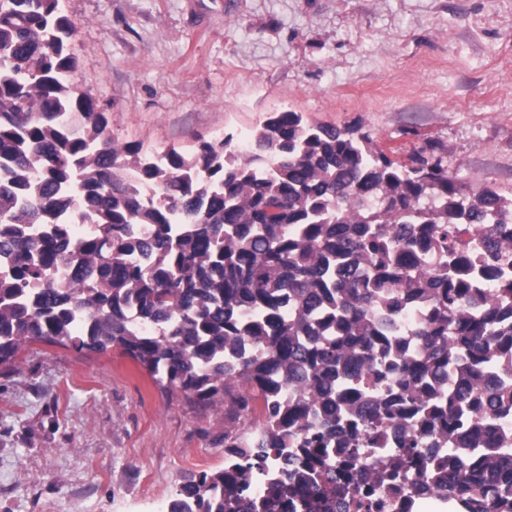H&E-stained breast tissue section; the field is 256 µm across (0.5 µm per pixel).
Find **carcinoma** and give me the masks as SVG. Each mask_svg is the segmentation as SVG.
I'll return each mask as SVG.
<instances>
[{
	"label": "carcinoma",
	"mask_w": 512,
	"mask_h": 512,
	"mask_svg": "<svg viewBox=\"0 0 512 512\" xmlns=\"http://www.w3.org/2000/svg\"><path fill=\"white\" fill-rule=\"evenodd\" d=\"M75 34L60 0H0V364L30 341L115 347L164 390L226 406L229 465L186 477L168 512H236L285 448L335 482L347 409L368 448L410 427L397 448L448 512H512V452L472 453L482 410L512 415V390L473 369L512 350V195L464 193L439 157L408 166L290 110L245 150L202 139L155 164L71 83ZM255 411L246 442L235 423ZM436 424L455 433L448 476L419 452ZM268 494L311 509L282 478Z\"/></svg>",
	"instance_id": "cac0c4a2"
}]
</instances>
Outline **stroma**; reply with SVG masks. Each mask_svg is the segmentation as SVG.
Wrapping results in <instances>:
<instances>
[{"label":"stroma","mask_w":512,"mask_h":512,"mask_svg":"<svg viewBox=\"0 0 512 512\" xmlns=\"http://www.w3.org/2000/svg\"><path fill=\"white\" fill-rule=\"evenodd\" d=\"M72 79L158 156L269 113L441 149L463 191L512 193V0H61ZM224 466V408L128 356L24 344L0 365V512H166Z\"/></svg>","instance_id":"stroma-1"}]
</instances>
